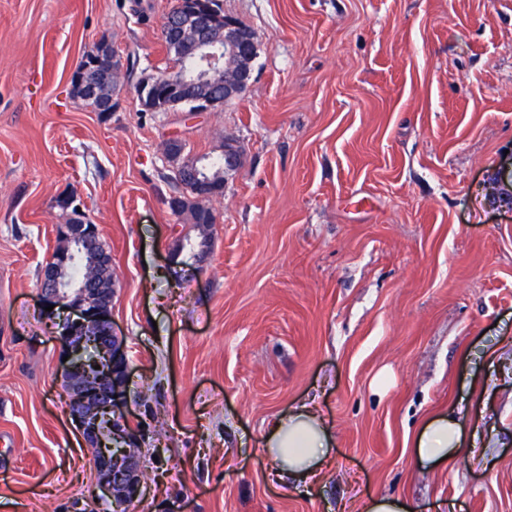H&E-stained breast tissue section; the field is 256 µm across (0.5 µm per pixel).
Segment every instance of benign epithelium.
Here are the masks:
<instances>
[{"label":"benign epithelium","instance_id":"benign-epithelium-1","mask_svg":"<svg viewBox=\"0 0 512 512\" xmlns=\"http://www.w3.org/2000/svg\"><path fill=\"white\" fill-rule=\"evenodd\" d=\"M224 32V48L240 56L249 57L257 49L256 36L240 22L224 14L222 0H175L162 25L163 35L174 40L176 50L187 51L196 57V63L210 73L224 72V56L211 36L213 28ZM106 67L109 73L121 69V58L112 46L98 43L86 51L82 64L71 76L72 90L86 98L101 102L99 112L112 111V92L116 87L101 90L98 83H91L88 74ZM251 71L237 70L225 78L224 97L197 101L195 112H212L227 101L239 97L251 82ZM140 88L161 99L180 100L184 81L178 70L169 68L141 82ZM186 143L178 136L168 138L164 160L173 166L175 173L183 170L179 163ZM98 239L94 224L73 222L62 224L57 230V245L41 272L40 300L42 305L54 309H70L73 315L64 319L60 339L62 355L68 360L61 363L60 376L68 397V414L86 444L94 449L93 466L99 487L115 512H129L143 495L144 472L139 455L112 454L106 433L126 445L138 444L136 435L123 427L125 411L123 394L128 377V362L123 342L117 336L111 320L112 292L99 288L83 287L72 294V282L61 280L63 266L71 258L73 241L89 243ZM93 343L100 353V369L96 374H84L76 356L87 343ZM110 420V431L100 425L101 418Z\"/></svg>","mask_w":512,"mask_h":512}]
</instances>
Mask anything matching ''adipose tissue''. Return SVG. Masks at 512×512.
Returning <instances> with one entry per match:
<instances>
[{
  "instance_id": "adipose-tissue-1",
  "label": "adipose tissue",
  "mask_w": 512,
  "mask_h": 512,
  "mask_svg": "<svg viewBox=\"0 0 512 512\" xmlns=\"http://www.w3.org/2000/svg\"><path fill=\"white\" fill-rule=\"evenodd\" d=\"M326 421L308 405H300L276 422L266 440L268 455L278 464L282 479L304 482L320 471L330 453ZM464 436L458 420L442 418L423 430L418 455L439 464L462 447Z\"/></svg>"
}]
</instances>
